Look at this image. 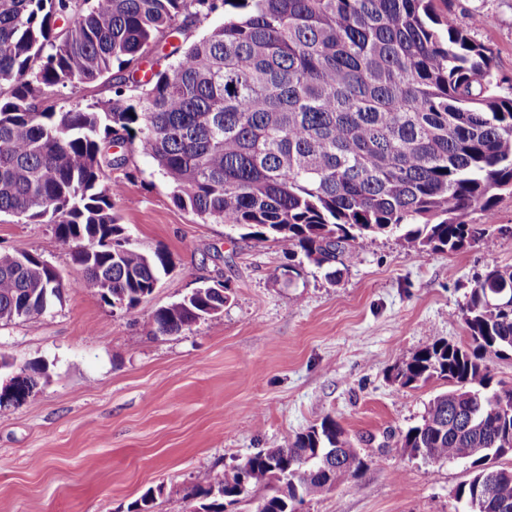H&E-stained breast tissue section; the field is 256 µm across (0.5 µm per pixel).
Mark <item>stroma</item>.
<instances>
[{"instance_id": "obj_1", "label": "stroma", "mask_w": 512, "mask_h": 512, "mask_svg": "<svg viewBox=\"0 0 512 512\" xmlns=\"http://www.w3.org/2000/svg\"><path fill=\"white\" fill-rule=\"evenodd\" d=\"M447 14L512 84V0H448ZM110 177L125 186L114 209L131 244L171 259L132 311L79 288L83 272L51 225L0 216V251L40 253L66 289L38 324L0 325L18 362L48 366L24 401L0 408V512H126L151 488L154 512H190L192 485L328 415L352 440L373 436L380 461L302 512H464L454 494L471 477L467 464L413 459L398 446L443 382L402 388L391 370L430 337L467 342L455 313L469 289L487 267L512 266V195L496 204L505 234L422 253L382 236L333 283L287 244L178 208L149 157L129 152ZM204 283L229 286L222 314L154 335V311Z\"/></svg>"}]
</instances>
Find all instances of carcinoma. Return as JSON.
I'll return each instance as SVG.
<instances>
[{"instance_id": "carcinoma-1", "label": "carcinoma", "mask_w": 512, "mask_h": 512, "mask_svg": "<svg viewBox=\"0 0 512 512\" xmlns=\"http://www.w3.org/2000/svg\"><path fill=\"white\" fill-rule=\"evenodd\" d=\"M436 0H0V214L51 224L84 270L80 287L135 309L168 272L167 254L130 246L107 170L126 144L156 163L173 200L241 236L288 243L334 280L367 240L400 234L416 252L484 239L512 192V86L470 31L444 25ZM224 23L188 44L197 22ZM170 48L169 69L138 77ZM101 83L111 96L59 109L50 89ZM512 266L486 268L454 313L467 347L431 339L394 368L415 388L448 389L402 435L409 456L449 461L478 448L456 498L512 512V386L493 384L483 354L512 352ZM64 288L38 254L0 251V323H38ZM229 288L202 284L154 312L174 336L219 315ZM332 460L331 477L320 471ZM378 456L330 415L190 492L193 512H294L295 503L359 478ZM265 488L259 498L251 489ZM150 489L128 512H152Z\"/></svg>"}]
</instances>
